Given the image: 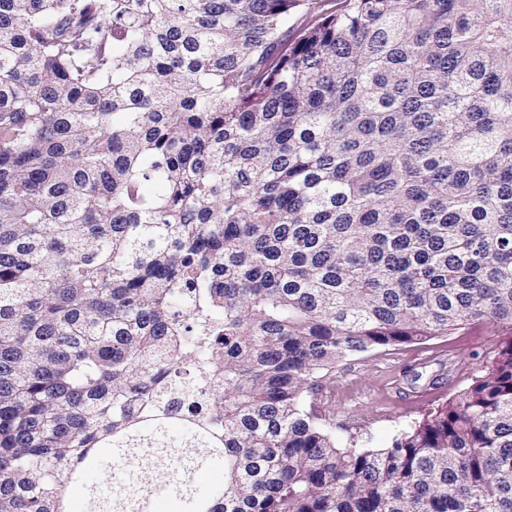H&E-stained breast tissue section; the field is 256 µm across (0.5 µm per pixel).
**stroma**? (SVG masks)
Returning <instances> with one entry per match:
<instances>
[{
  "label": "stroma",
  "instance_id": "1",
  "mask_svg": "<svg viewBox=\"0 0 512 512\" xmlns=\"http://www.w3.org/2000/svg\"><path fill=\"white\" fill-rule=\"evenodd\" d=\"M512 331L481 325L423 343L380 347L341 361L314 396L337 436L369 448L391 446L481 375Z\"/></svg>",
  "mask_w": 512,
  "mask_h": 512
}]
</instances>
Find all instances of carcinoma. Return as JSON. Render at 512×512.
Returning <instances> with one entry per match:
<instances>
[{"label":"carcinoma","instance_id":"carcinoma-1","mask_svg":"<svg viewBox=\"0 0 512 512\" xmlns=\"http://www.w3.org/2000/svg\"><path fill=\"white\" fill-rule=\"evenodd\" d=\"M318 2L0 0V512H512V338L389 448L306 403L512 330V0Z\"/></svg>","mask_w":512,"mask_h":512}]
</instances>
